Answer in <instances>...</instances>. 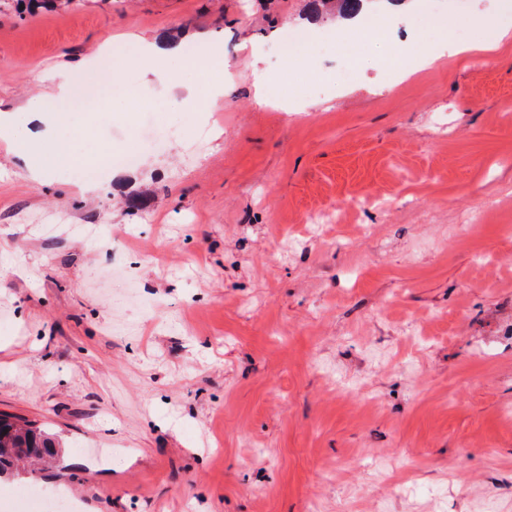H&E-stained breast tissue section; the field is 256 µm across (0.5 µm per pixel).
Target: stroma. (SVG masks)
Segmentation results:
<instances>
[{
    "label": "stroma",
    "mask_w": 512,
    "mask_h": 512,
    "mask_svg": "<svg viewBox=\"0 0 512 512\" xmlns=\"http://www.w3.org/2000/svg\"><path fill=\"white\" fill-rule=\"evenodd\" d=\"M336 17L309 0H0V109L119 34L129 90L99 97L87 74L73 95L96 111L70 117L138 155L94 195L60 167L29 181L0 140V412L65 445L57 467L0 480V512H27L33 484L79 512H512V41L478 68L400 82L393 66L440 28L477 43L512 26V0H416L399 27L278 65L286 33ZM169 38L219 50L223 70L172 78L223 73L220 109L191 119L136 64L140 41ZM359 195L387 203L356 211ZM336 209L343 223L306 222Z\"/></svg>",
    "instance_id": "obj_1"
}]
</instances>
